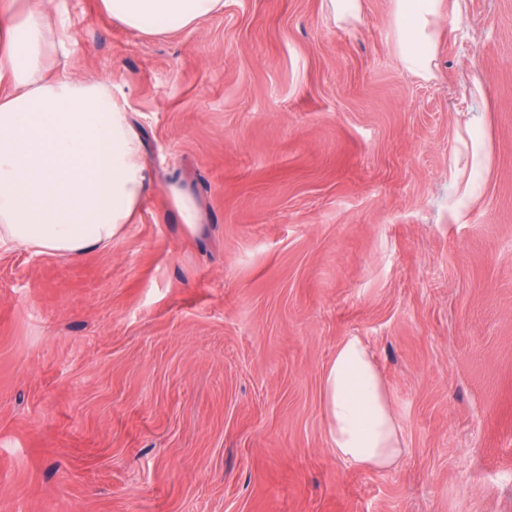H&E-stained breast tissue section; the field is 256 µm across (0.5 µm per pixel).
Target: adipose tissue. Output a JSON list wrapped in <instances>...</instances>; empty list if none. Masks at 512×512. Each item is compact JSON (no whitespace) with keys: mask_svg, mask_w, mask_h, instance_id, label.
<instances>
[{"mask_svg":"<svg viewBox=\"0 0 512 512\" xmlns=\"http://www.w3.org/2000/svg\"><path fill=\"white\" fill-rule=\"evenodd\" d=\"M439 0H395L407 68L427 70ZM123 27L173 33L219 12L223 0H102ZM76 42L65 0H0V248L80 257L136 223L148 195L145 144L124 95L106 81L46 72ZM330 448L366 470H384L404 439L366 343L339 342L323 375Z\"/></svg>","mask_w":512,"mask_h":512,"instance_id":"1","label":"adipose tissue"}]
</instances>
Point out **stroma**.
Segmentation results:
<instances>
[{
  "instance_id": "obj_1",
  "label": "stroma",
  "mask_w": 512,
  "mask_h": 512,
  "mask_svg": "<svg viewBox=\"0 0 512 512\" xmlns=\"http://www.w3.org/2000/svg\"><path fill=\"white\" fill-rule=\"evenodd\" d=\"M66 3L150 196L105 250L0 249V512H512V0H440L425 76L394 0L156 36ZM351 335L403 429L382 471L327 441ZM168 193L172 205L178 212L183 228L189 233H196L201 226V213L194 197L178 183L170 184Z\"/></svg>"
}]
</instances>
